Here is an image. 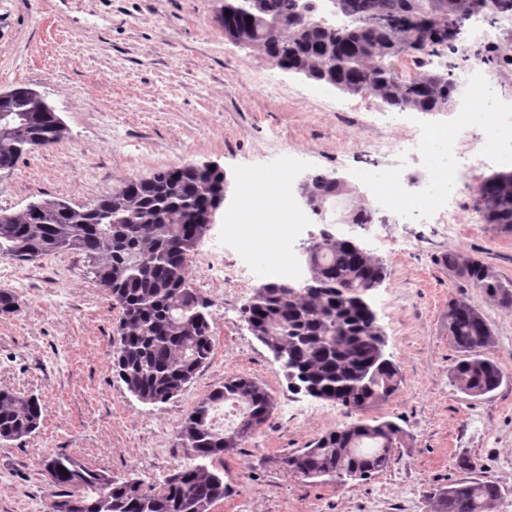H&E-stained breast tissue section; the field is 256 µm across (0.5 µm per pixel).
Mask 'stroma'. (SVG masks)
<instances>
[{
  "mask_svg": "<svg viewBox=\"0 0 512 512\" xmlns=\"http://www.w3.org/2000/svg\"><path fill=\"white\" fill-rule=\"evenodd\" d=\"M218 0H0V90L26 86L43 94L66 124L62 142L0 171V211L15 212L49 194L92 204L126 180L191 162L223 171L226 192L198 243L188 274L211 302V359L173 400L146 405L112 368L118 309L89 273L83 255L63 251L32 262L0 259V289L18 292L19 313L0 315V390L35 396L39 428L0 441V512H49L54 488L41 463L62 451L94 469L159 489L191 454L177 430L196 403L226 377L254 378L273 395L266 424L220 462L229 492L213 512H435L431 488L473 477L496 481L501 504L512 502V310L444 262L457 253L512 281V231L480 223L446 236L439 224H350L344 214L307 225L292 250L271 253L249 221L257 208L243 180L301 181L322 173L341 180L353 199L372 195L357 182L371 164L400 176L394 157L363 150L368 140L448 124L465 104L445 112L404 111L396 129L378 121L381 103L280 69L228 40L213 17ZM467 36L429 55L426 71L474 65L499 75L512 103V75L501 76V51L470 55ZM248 221L240 232L228 213ZM328 231L379 259L385 275L366 300L385 339L384 355L401 382L371 416L404 431L389 465L344 483L291 472L284 459L325 433L357 421V412L290 388L284 369L249 333L242 309L250 285L231 278L246 239L280 268L307 278L303 249ZM222 247L224 262L200 254ZM461 301L485 317L495 340L489 355L510 369L495 391L479 397L457 388L451 370L461 354L448 337V304ZM476 464L467 471L460 458Z\"/></svg>",
  "mask_w": 512,
  "mask_h": 512,
  "instance_id": "stroma-1",
  "label": "stroma"
}]
</instances>
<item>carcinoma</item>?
<instances>
[{
	"label": "carcinoma",
	"mask_w": 512,
	"mask_h": 512,
	"mask_svg": "<svg viewBox=\"0 0 512 512\" xmlns=\"http://www.w3.org/2000/svg\"><path fill=\"white\" fill-rule=\"evenodd\" d=\"M217 22L228 39L253 48L278 67L307 79L364 94L400 111L438 112L457 90L450 74L403 77L387 64L395 53L432 52L459 33L474 0H336L348 18L320 26L298 16V0H219ZM436 23L424 29L418 18ZM13 111L0 121V170L13 169L38 148L63 140L68 129L41 95L15 88ZM224 174L192 163L162 167L77 205L44 194L13 213H0V258L29 262L72 251L119 309L113 369L126 390L146 405L176 397L210 360V304L187 277L208 231L203 218L218 207ZM317 203L347 192L324 174L310 176ZM477 194L487 223L512 229V174H495ZM448 270L470 281L503 308H512V282L502 283L482 262L448 254ZM315 288L275 281L255 289L243 307L249 333L268 351L289 358L294 381L312 397L364 413L399 387L397 367L384 358L375 319L360 293L380 281L385 268L350 240L330 238L313 250ZM23 300L0 289V315L21 310ZM448 336L462 353L453 367L458 388L483 396L503 375L488 356L494 336L483 314L464 302L448 304ZM244 411L228 430L214 424L224 403ZM274 409L268 390L247 376H231L201 399L181 423L177 438L194 463L176 470L157 493L132 477L117 480L65 453H51L42 467L55 487L50 512H208L224 498V471L214 460L240 447ZM38 398L0 390V441L18 440L40 424ZM391 420L360 419L331 431L288 456V469L307 478L340 481L383 470L403 443ZM502 492L493 480H460L432 493L438 512H494Z\"/></svg>",
	"instance_id": "carcinoma-1"
}]
</instances>
